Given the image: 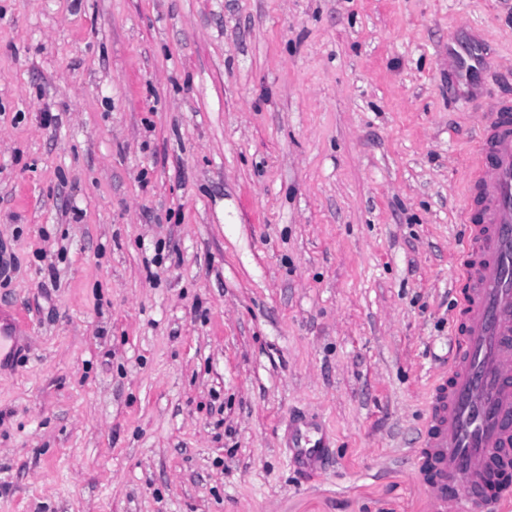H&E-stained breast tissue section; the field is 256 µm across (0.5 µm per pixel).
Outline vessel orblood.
<instances>
[{"label": "vessel or blood", "mask_w": 512, "mask_h": 512, "mask_svg": "<svg viewBox=\"0 0 512 512\" xmlns=\"http://www.w3.org/2000/svg\"><path fill=\"white\" fill-rule=\"evenodd\" d=\"M455 80L486 65L481 45L458 43ZM487 136L468 166V224L461 272V315L453 363L429 392L420 432L419 473L432 512H461L489 480L512 471V104H491ZM293 461L322 467L326 444L297 432Z\"/></svg>", "instance_id": "vessel-or-blood-1"}]
</instances>
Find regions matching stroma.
Masks as SVG:
<instances>
[{
  "mask_svg": "<svg viewBox=\"0 0 512 512\" xmlns=\"http://www.w3.org/2000/svg\"><path fill=\"white\" fill-rule=\"evenodd\" d=\"M496 98L512 0H0V512H429ZM452 42L456 43L455 82L467 83L484 69L486 65V54L481 45L456 42L455 31L448 32V47ZM293 462L302 469L321 468L326 444L321 439L313 440L307 432L298 431L293 440Z\"/></svg>",
  "mask_w": 512,
  "mask_h": 512,
  "instance_id": "35a3bbf8",
  "label": "stroma"
}]
</instances>
